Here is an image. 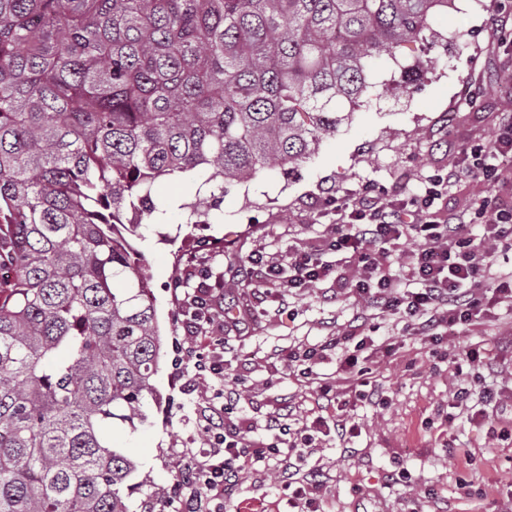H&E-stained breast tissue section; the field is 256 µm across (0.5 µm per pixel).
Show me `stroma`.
Returning <instances> with one entry per match:
<instances>
[{"instance_id": "35a3bbf8", "label": "stroma", "mask_w": 512, "mask_h": 512, "mask_svg": "<svg viewBox=\"0 0 512 512\" xmlns=\"http://www.w3.org/2000/svg\"><path fill=\"white\" fill-rule=\"evenodd\" d=\"M498 8L497 0H455L432 21L441 40L401 51L406 64L423 69L413 95L402 92L393 63L379 60L374 106L356 111L351 123L324 137L314 158L233 188L220 206L223 223H185L180 205L196 199L188 179L156 186V196L171 207L164 223L144 226L138 247L150 269L163 339L153 379L160 401L150 404L147 425L115 439L138 464L127 493L129 512L159 510L163 492L175 488L189 495L172 451L200 447L197 415L219 389L234 388L237 376L246 377L249 390L236 416L258 426L246 442L265 439L263 426L275 415L289 425L333 414L318 384L298 380L286 356L342 334L369 336L394 348L375 365L376 395L347 410L360 435L346 445L335 435H322L306 460L286 457L242 470L224 496V512H240L244 505L250 512H285L279 485L286 471L300 480L315 477L321 512H479L512 495V437L466 422L447 430L441 426L455 388L477 380L502 385L495 366L435 362L428 347L403 335L392 317L337 293L334 279L265 292L242 266L254 249L276 255L291 242L306 244L324 234L330 218L323 200L329 192L413 185L452 162L448 137H455L461 150L498 132L500 117L512 113V88L506 85L512 78V41L496 32ZM194 258L203 273L191 277L185 266ZM198 288L209 289L230 319L209 330L224 338L220 382H193V369L176 362L178 348L187 342L183 299ZM459 343L491 350L498 362L511 361L512 311L485 317Z\"/></svg>"}]
</instances>
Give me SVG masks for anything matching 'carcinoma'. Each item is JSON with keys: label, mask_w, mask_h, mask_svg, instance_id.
<instances>
[{"label": "carcinoma", "mask_w": 512, "mask_h": 512, "mask_svg": "<svg viewBox=\"0 0 512 512\" xmlns=\"http://www.w3.org/2000/svg\"><path fill=\"white\" fill-rule=\"evenodd\" d=\"M452 0H0V512H128L153 194L310 159Z\"/></svg>", "instance_id": "cac0c4a2"}]
</instances>
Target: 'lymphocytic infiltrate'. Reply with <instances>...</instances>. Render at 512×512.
<instances>
[{"instance_id":"f902f5d3","label":"lymphocytic infiltrate","mask_w":512,"mask_h":512,"mask_svg":"<svg viewBox=\"0 0 512 512\" xmlns=\"http://www.w3.org/2000/svg\"><path fill=\"white\" fill-rule=\"evenodd\" d=\"M511 158L512 117L502 133L466 149L461 160L428 176L419 188L389 192L366 186L327 199L325 209L334 220L318 249L296 247L278 256L256 249L247 257L248 268L259 274L263 286L307 288L327 274L319 251L342 254L344 263L355 266L356 275L351 283L338 277L339 288H352L365 308L397 316L405 335L422 337L440 359L481 366L485 352L452 344L451 338L473 325L488 303L512 309V268L497 266L498 256L512 255V208L485 199L475 212L451 210L442 216L435 205L463 177L496 180L501 162ZM476 218L484 225L478 238L471 232ZM409 240L416 242V249L406 254L401 266H393L391 246ZM333 347L340 352L343 376L337 386L325 384L321 390L340 397L365 385L371 358L390 353L389 348L372 350L365 340L353 342L346 336L337 337ZM449 406L474 425L506 420L498 391L485 386L458 388ZM280 427L278 418L269 419L267 440L248 447L239 422L225 416L223 408L202 415L201 449L179 454V466L193 490L185 499L167 497V507L171 512H223L224 494L239 471L285 451L296 453L298 446L282 448Z\"/></svg>"}]
</instances>
